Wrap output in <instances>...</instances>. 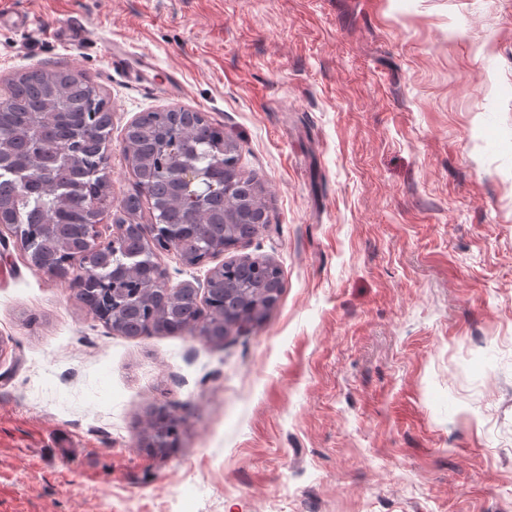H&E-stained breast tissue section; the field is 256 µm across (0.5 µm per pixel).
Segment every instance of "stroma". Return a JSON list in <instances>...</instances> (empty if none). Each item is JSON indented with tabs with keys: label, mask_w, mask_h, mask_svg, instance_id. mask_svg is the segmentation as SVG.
I'll return each mask as SVG.
<instances>
[{
	"label": "stroma",
	"mask_w": 512,
	"mask_h": 512,
	"mask_svg": "<svg viewBox=\"0 0 512 512\" xmlns=\"http://www.w3.org/2000/svg\"><path fill=\"white\" fill-rule=\"evenodd\" d=\"M0 3L44 29L0 23V81L106 98L112 203L138 113H208L264 190L236 253L282 275L223 343L132 338L0 242V512H512V0ZM150 418L141 446L156 456H165L178 446L180 418L170 405L164 403L151 409Z\"/></svg>",
	"instance_id": "stroma-1"
}]
</instances>
